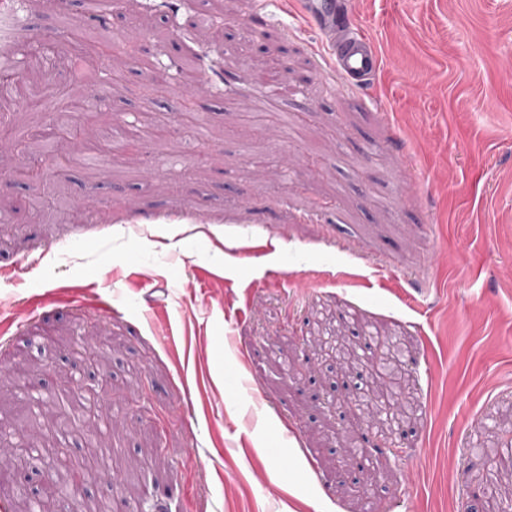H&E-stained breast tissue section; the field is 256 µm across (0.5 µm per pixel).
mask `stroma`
Returning a JSON list of instances; mask_svg holds the SVG:
<instances>
[{
	"label": "stroma",
	"instance_id": "obj_1",
	"mask_svg": "<svg viewBox=\"0 0 512 512\" xmlns=\"http://www.w3.org/2000/svg\"><path fill=\"white\" fill-rule=\"evenodd\" d=\"M157 29L113 89L106 48L93 75L41 81L14 124L58 115L79 90L95 134L38 183L0 178V367L57 394L107 381L112 473L150 470L86 496L126 512H466L512 423V0H349L382 57L373 80L334 76L316 31L287 30L291 0H223L217 23L250 55L200 40L208 81L193 112L174 80L198 0H138ZM93 22L85 0H14L9 43ZM281 57L277 96L259 65ZM135 122L129 153L103 130ZM400 337L412 415L377 465L357 467L361 429L326 412L344 370L301 346L319 314ZM98 324L85 364L74 335ZM145 385L142 400L124 398Z\"/></svg>",
	"mask_w": 512,
	"mask_h": 512
}]
</instances>
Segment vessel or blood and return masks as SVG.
<instances>
[{
	"label": "vessel or blood",
	"instance_id": "vessel-or-blood-1",
	"mask_svg": "<svg viewBox=\"0 0 512 512\" xmlns=\"http://www.w3.org/2000/svg\"><path fill=\"white\" fill-rule=\"evenodd\" d=\"M302 16L314 27L337 75L353 85L373 79L381 68L376 45L348 20V0H299Z\"/></svg>",
	"mask_w": 512,
	"mask_h": 512
}]
</instances>
